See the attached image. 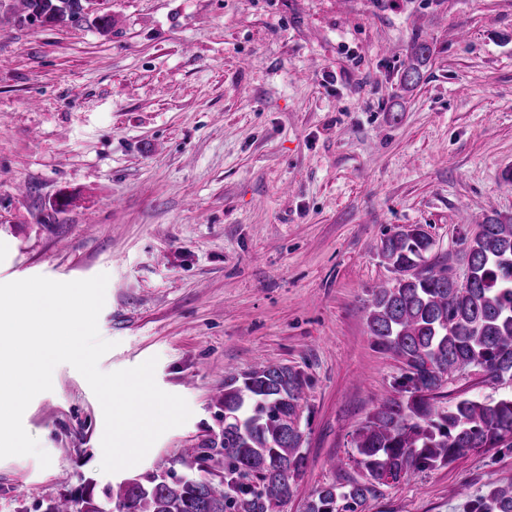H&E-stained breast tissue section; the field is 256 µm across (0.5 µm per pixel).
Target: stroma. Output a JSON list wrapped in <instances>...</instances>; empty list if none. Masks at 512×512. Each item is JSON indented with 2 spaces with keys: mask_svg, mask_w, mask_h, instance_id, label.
Segmentation results:
<instances>
[{
  "mask_svg": "<svg viewBox=\"0 0 512 512\" xmlns=\"http://www.w3.org/2000/svg\"><path fill=\"white\" fill-rule=\"evenodd\" d=\"M112 27L20 26L0 8V283L109 277L104 372L157 358L192 415L145 464L102 473L101 405L58 365L23 415L50 458L0 459V512H45L161 469L218 435L224 371L306 381L307 467L282 512L361 474L352 436L405 366L376 347L369 291L398 227L464 280L465 241L512 218V0H106ZM432 57L400 74L414 38ZM67 195L64 211L55 201ZM512 383L469 367L441 402ZM512 481V448L409 474L364 512H462ZM432 55L430 45L426 40H415L408 58L407 64L402 71L401 79L403 85L413 87L418 85L424 75V71L428 66Z\"/></svg>",
  "mask_w": 512,
  "mask_h": 512,
  "instance_id": "obj_1",
  "label": "stroma"
}]
</instances>
